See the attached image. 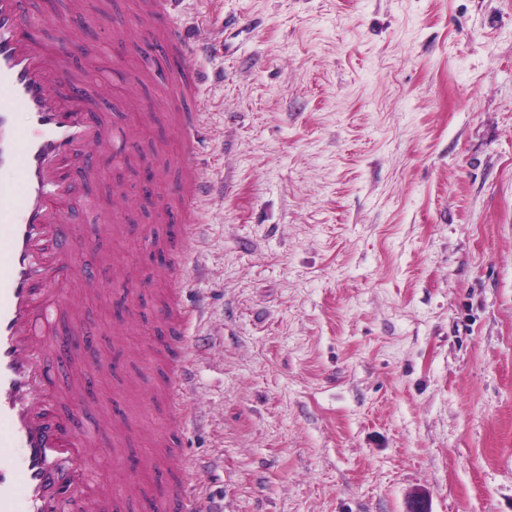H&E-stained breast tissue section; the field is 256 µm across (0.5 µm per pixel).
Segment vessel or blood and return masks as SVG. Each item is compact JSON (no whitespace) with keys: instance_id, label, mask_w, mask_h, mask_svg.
I'll return each mask as SVG.
<instances>
[{"instance_id":"vessel-or-blood-1","label":"vessel or blood","mask_w":512,"mask_h":512,"mask_svg":"<svg viewBox=\"0 0 512 512\" xmlns=\"http://www.w3.org/2000/svg\"><path fill=\"white\" fill-rule=\"evenodd\" d=\"M187 3L151 0L153 11L169 22L163 32L142 33L149 43L175 49L180 90L192 101L181 115L192 149L185 164L191 179L177 217L185 243L195 237L197 208L211 194L201 164L210 133L197 105L203 82L198 57L209 43L182 21ZM31 25L20 0H0V512H51L53 500L85 498V486L65 479L63 454L78 458L84 470L93 468L84 426L52 412L60 393L48 386L46 359L50 350L68 351L70 342L61 327L68 306L44 261L70 264L73 231L56 201L61 181L77 188L84 178L83 168L73 166L59 176L51 164L89 154L106 131L58 92L52 65L33 45ZM19 112L26 113V126L16 123ZM162 316L172 323L169 347L182 348L190 314L176 303ZM152 512L209 507L203 495L183 486L157 501Z\"/></svg>"}]
</instances>
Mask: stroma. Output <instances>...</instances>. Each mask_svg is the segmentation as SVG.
<instances>
[{"mask_svg": "<svg viewBox=\"0 0 512 512\" xmlns=\"http://www.w3.org/2000/svg\"><path fill=\"white\" fill-rule=\"evenodd\" d=\"M99 37L58 56L103 115L108 153L62 205L73 291L112 406L91 488L148 512L178 463L214 512H512V0H210L199 58L213 195L173 263L188 147L144 0H24ZM124 214L141 269L106 231ZM192 389L171 406L159 309L172 273Z\"/></svg>", "mask_w": 512, "mask_h": 512, "instance_id": "stroma-1", "label": "stroma"}]
</instances>
